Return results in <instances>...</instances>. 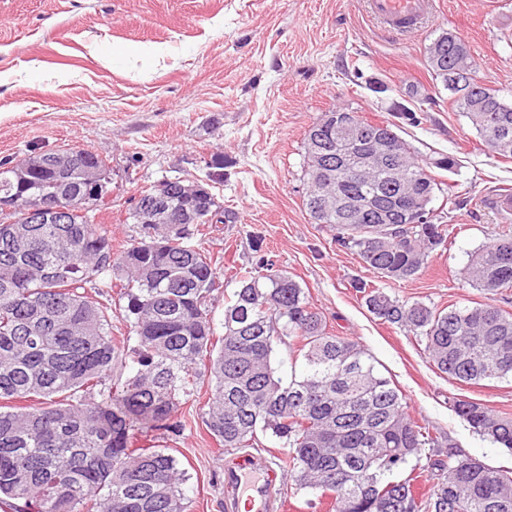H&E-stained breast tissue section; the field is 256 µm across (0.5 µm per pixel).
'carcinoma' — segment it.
<instances>
[{
    "mask_svg": "<svg viewBox=\"0 0 512 512\" xmlns=\"http://www.w3.org/2000/svg\"><path fill=\"white\" fill-rule=\"evenodd\" d=\"M439 51L444 71L432 77L450 92L493 154L502 127L512 137V104L497 110L503 125L470 112L450 69L469 54L464 40L443 32L425 56ZM405 191L427 195L438 183L402 144ZM84 166L65 174L72 191L107 168L84 151ZM57 177L39 166L0 171V195H17L0 224V402L37 405L0 409V504L16 512H185L179 460L161 449L135 453V431L178 432L173 414L208 377L205 425L227 453L262 446L268 433L288 449L295 489L330 494L336 512H512V469H495L418 423L399 389L380 375L358 344L327 331L304 288L261 259L235 272L238 287L224 299V336L214 339L207 299L216 287L208 250L199 244L210 224L175 230L141 224L146 187L127 219L135 235L114 251L94 208L67 224H29V197L51 198ZM341 246L385 278L408 281L447 243L441 221L341 224L313 213ZM466 274L492 297L512 288V226L470 254ZM126 305L112 308V289ZM93 290L96 298L89 297ZM368 310L412 333L435 368L464 383L512 375V314L494 304L439 309L401 302L360 283ZM128 336H112V321ZM302 360L289 377L274 366L279 347ZM450 407L477 434L512 451V418L454 398ZM435 459L420 464L422 451ZM441 472L427 498L415 495L424 467Z\"/></svg>",
    "mask_w": 512,
    "mask_h": 512,
    "instance_id": "cac0c4a2",
    "label": "carcinoma"
}]
</instances>
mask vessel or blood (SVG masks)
<instances>
[{"label": "vessel or blood", "mask_w": 512, "mask_h": 512, "mask_svg": "<svg viewBox=\"0 0 512 512\" xmlns=\"http://www.w3.org/2000/svg\"><path fill=\"white\" fill-rule=\"evenodd\" d=\"M433 10V0H369V15L380 31L400 37L422 27ZM281 473L270 462L249 452L235 456L224 466V512H276L275 490Z\"/></svg>", "instance_id": "1"}]
</instances>
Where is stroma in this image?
Wrapping results in <instances>:
<instances>
[{
  "label": "stroma",
  "mask_w": 512,
  "mask_h": 512,
  "mask_svg": "<svg viewBox=\"0 0 512 512\" xmlns=\"http://www.w3.org/2000/svg\"><path fill=\"white\" fill-rule=\"evenodd\" d=\"M420 32L384 37L366 0H0V162L89 148L105 156L112 205L96 215L113 244L129 240L126 216L142 187L163 178H205L224 162L213 193L224 208L204 246L216 261L214 325L236 269L270 258L305 289L330 333L358 342L405 395L411 416L451 437L465 454L511 468L512 453L478 436L450 397L512 416V377L463 383L438 371L420 342L370 313L356 282L409 303L444 308L485 302L465 279L470 254L501 222L492 200L512 189V158L494 156L449 92L433 81L423 48L443 32L466 42L475 76L512 103V0H436ZM417 87L418 124L391 112ZM339 107L385 121L464 203L443 193L434 215L451 224L446 249L415 279L396 282L366 268L304 206L309 127ZM453 156V171L436 168ZM477 197L479 205L466 204ZM200 384L174 419L167 448L187 472V512H224L228 458L202 416Z\"/></svg>",
  "instance_id": "1"
}]
</instances>
